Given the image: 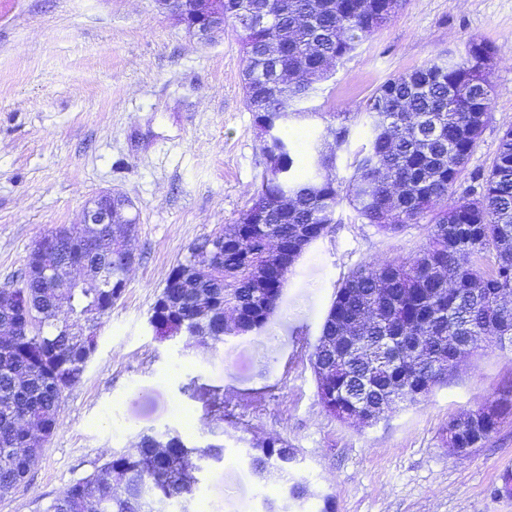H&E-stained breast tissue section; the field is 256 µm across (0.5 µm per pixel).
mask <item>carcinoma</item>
I'll return each mask as SVG.
<instances>
[{
  "instance_id": "obj_1",
  "label": "carcinoma",
  "mask_w": 512,
  "mask_h": 512,
  "mask_svg": "<svg viewBox=\"0 0 512 512\" xmlns=\"http://www.w3.org/2000/svg\"><path fill=\"white\" fill-rule=\"evenodd\" d=\"M382 0H224V23L236 28L244 49L245 103L254 117L270 118L262 153L265 174L251 206L235 224L208 237L218 245L213 272L187 276L181 288L164 287L152 313L174 308L169 329L190 340L203 320L198 296L213 294L232 309H247L250 330L265 326L284 281L253 284L252 268L271 246L288 245L289 266L334 223L349 199L358 215L383 233L408 224L427 226V243L410 259L361 264L336 291L323 324L313 368L323 406L343 421L371 425L380 408L412 405L443 380L436 363L465 352L485 324L498 322L494 343L512 346V128L500 138L490 168L474 177L468 199L448 203L491 114L493 86L474 61L494 46L467 43L468 55L426 66L378 86L360 107L370 119L369 144L352 163L346 196L322 178L330 156L312 144L298 164L280 124L307 101L314 84L383 23ZM331 130L336 148L348 143L351 113ZM265 213L262 224L247 216ZM83 238L61 227L51 233L63 259L82 260L84 277L112 276L116 288H48L26 269L18 296L0 293V497L25 482L54 436L64 391L82 376L94 353L100 324L84 312H112L126 286L128 267L112 257L115 231L94 225ZM512 415V389L492 406L448 422V447L474 448ZM166 436L143 434L131 450L114 451L94 473L67 486L47 512H161L157 504L188 502L198 478L191 456L223 459V447L171 448ZM288 444L274 439L250 455L261 477L285 478V496L303 502L311 492L280 464Z\"/></svg>"
}]
</instances>
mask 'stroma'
Listing matches in <instances>:
<instances>
[{"instance_id":"stroma-1","label":"stroma","mask_w":512,"mask_h":512,"mask_svg":"<svg viewBox=\"0 0 512 512\" xmlns=\"http://www.w3.org/2000/svg\"><path fill=\"white\" fill-rule=\"evenodd\" d=\"M471 39L493 45L500 61L490 119L456 187L464 195L512 127V0H408L318 82L309 116L286 121L295 158L312 136L335 150L336 113H354L333 171L346 186L370 137L359 105L431 59H460ZM243 65L232 27L199 40L153 0H0V287L19 285L34 242L79 223L99 195L129 198L138 216L122 297L63 394L56 434L0 512H46L143 434L180 432L205 446L210 415L222 419L224 458L199 474L189 505L173 501L166 512H265L271 497L284 512H512V416L468 452L448 447L451 418L494 404L512 384L511 349L461 358L419 403L372 426L337 420L318 396L310 357L337 288L360 264L414 256L425 225L384 234L342 203L264 328L210 349L156 338L149 317L169 272L194 243L238 221L265 172ZM186 411L198 419L188 432ZM272 438L298 451L293 471L312 490L303 503L269 495L251 467V448Z\"/></svg>"}]
</instances>
